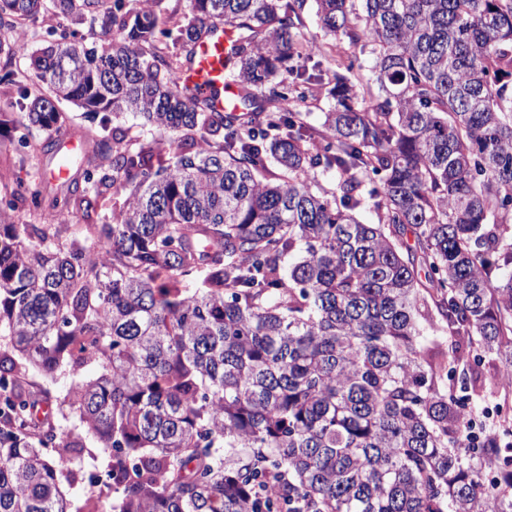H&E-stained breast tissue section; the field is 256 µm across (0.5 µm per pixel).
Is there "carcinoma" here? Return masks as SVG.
<instances>
[{
	"instance_id": "cac0c4a2",
	"label": "carcinoma",
	"mask_w": 512,
	"mask_h": 512,
	"mask_svg": "<svg viewBox=\"0 0 512 512\" xmlns=\"http://www.w3.org/2000/svg\"><path fill=\"white\" fill-rule=\"evenodd\" d=\"M163 2L0 0V26L58 36L0 42L47 87L0 77L10 161L56 151L59 103L100 116L59 158L82 177L64 194L40 169L0 184V512H68L88 436L110 512H512V423L476 444L468 425L512 374V0ZM311 14L371 60L358 86L336 56L319 126L295 108L317 92ZM218 23L238 35L223 112L177 76ZM124 113L148 133L117 132ZM73 210L80 230L50 222ZM32 369L69 376L64 398Z\"/></svg>"
}]
</instances>
